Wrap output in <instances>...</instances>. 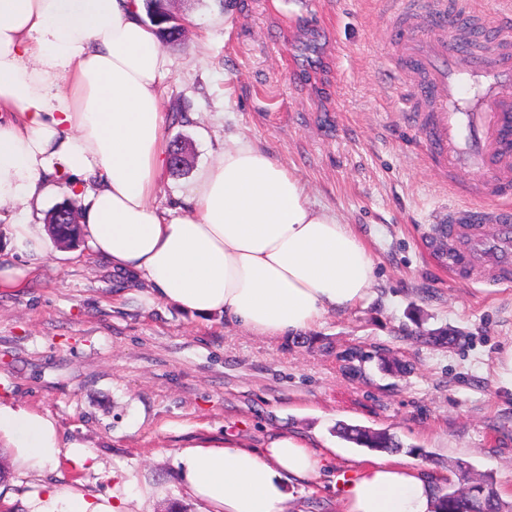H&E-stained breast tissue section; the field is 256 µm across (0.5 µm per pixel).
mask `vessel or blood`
Returning a JSON list of instances; mask_svg holds the SVG:
<instances>
[{"label":"vessel or blood","mask_w":512,"mask_h":512,"mask_svg":"<svg viewBox=\"0 0 512 512\" xmlns=\"http://www.w3.org/2000/svg\"><path fill=\"white\" fill-rule=\"evenodd\" d=\"M389 65L414 96L402 110L424 132L426 155L449 176L476 173L465 200L443 214L432 249L455 273L512 283V29L471 0H396Z\"/></svg>","instance_id":"vessel-or-blood-1"}]
</instances>
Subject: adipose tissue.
I'll use <instances>...</instances> for the list:
<instances>
[{
  "label": "adipose tissue",
  "mask_w": 512,
  "mask_h": 512,
  "mask_svg": "<svg viewBox=\"0 0 512 512\" xmlns=\"http://www.w3.org/2000/svg\"><path fill=\"white\" fill-rule=\"evenodd\" d=\"M144 13L143 0H0V224L11 246L52 253L56 239L34 213L66 193L81 202L94 254L190 314L292 338L362 301L374 283L364 242L250 141H225L179 211L157 209L171 69ZM1 445L10 473L92 459L49 416L0 401ZM327 463L286 433L259 448L228 439L175 454L180 495L198 512H286L288 483L317 480ZM338 481L344 512L437 508L434 478L402 457L356 460ZM149 497L131 480L107 496L43 485L30 512H131Z\"/></svg>",
  "instance_id": "1"
}]
</instances>
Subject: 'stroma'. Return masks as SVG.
Listing matches in <instances>:
<instances>
[{"instance_id": "35a3bbf8", "label": "stroma", "mask_w": 512, "mask_h": 512, "mask_svg": "<svg viewBox=\"0 0 512 512\" xmlns=\"http://www.w3.org/2000/svg\"><path fill=\"white\" fill-rule=\"evenodd\" d=\"M167 7L186 37L165 48L164 130L185 142L189 164L165 172L158 207L174 204L225 139L249 140L353 226L374 284L297 344L152 299L83 244L37 258L0 231V266L33 270L23 288H0V400L52 417L96 462L13 475L6 512H27L39 483L106 495L128 478L153 491L151 512H165L180 490L175 450L227 436L257 448L278 433L336 450L314 483H290L291 512H343L337 476L383 454L337 437L339 421L393 433L441 482L490 480L512 506V385L497 375L512 348V284L452 274L425 249L430 224L456 200L401 115L383 0ZM448 329L456 341L433 340ZM350 347L375 354L363 378L342 370ZM392 357L411 372L382 369Z\"/></svg>"}]
</instances>
